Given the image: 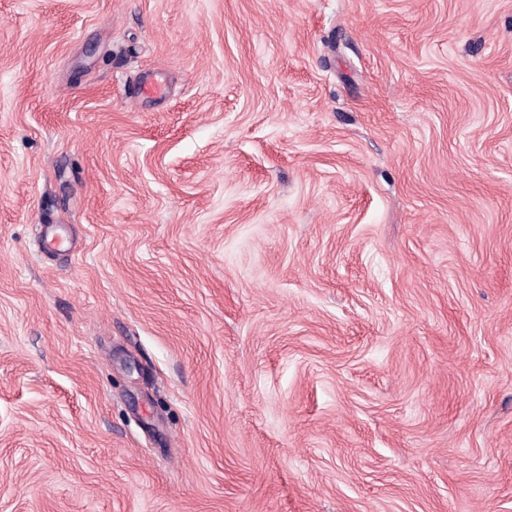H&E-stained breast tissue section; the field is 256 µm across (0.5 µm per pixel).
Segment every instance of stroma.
<instances>
[{
	"label": "stroma",
	"mask_w": 512,
	"mask_h": 512,
	"mask_svg": "<svg viewBox=\"0 0 512 512\" xmlns=\"http://www.w3.org/2000/svg\"><path fill=\"white\" fill-rule=\"evenodd\" d=\"M0 512H512V0H0Z\"/></svg>",
	"instance_id": "35a3bbf8"
}]
</instances>
